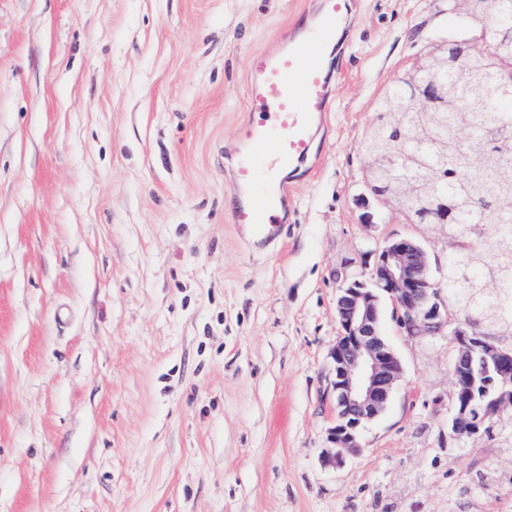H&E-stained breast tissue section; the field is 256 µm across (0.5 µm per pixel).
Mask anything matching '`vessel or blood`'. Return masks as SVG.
Segmentation results:
<instances>
[{
    "label": "vessel or blood",
    "mask_w": 512,
    "mask_h": 512,
    "mask_svg": "<svg viewBox=\"0 0 512 512\" xmlns=\"http://www.w3.org/2000/svg\"><path fill=\"white\" fill-rule=\"evenodd\" d=\"M351 13L349 0H319L309 23L287 33L277 52L249 60L248 110L226 151L232 174L230 221L253 244L278 238L289 171L312 153L332 99L325 54L336 28Z\"/></svg>",
    "instance_id": "b4317fda"
}]
</instances>
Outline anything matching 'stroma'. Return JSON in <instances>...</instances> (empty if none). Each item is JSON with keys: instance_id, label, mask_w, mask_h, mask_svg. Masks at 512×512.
<instances>
[{"instance_id": "35a3bbf8", "label": "stroma", "mask_w": 512, "mask_h": 512, "mask_svg": "<svg viewBox=\"0 0 512 512\" xmlns=\"http://www.w3.org/2000/svg\"><path fill=\"white\" fill-rule=\"evenodd\" d=\"M314 0H0V512H512V446L455 442L445 336L383 318L401 377L324 466L345 270L431 225L362 223L360 143L447 0H352L277 242L229 221L247 60Z\"/></svg>"}]
</instances>
